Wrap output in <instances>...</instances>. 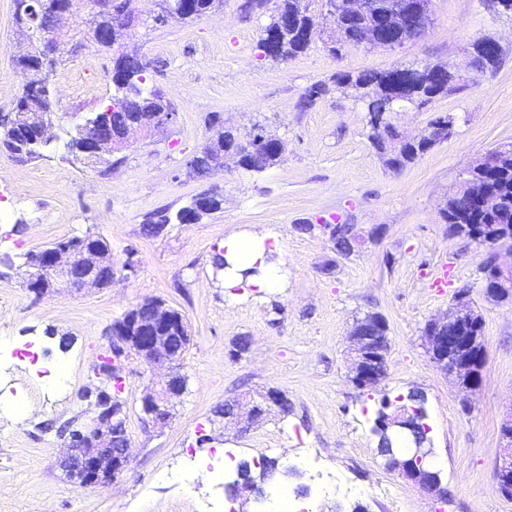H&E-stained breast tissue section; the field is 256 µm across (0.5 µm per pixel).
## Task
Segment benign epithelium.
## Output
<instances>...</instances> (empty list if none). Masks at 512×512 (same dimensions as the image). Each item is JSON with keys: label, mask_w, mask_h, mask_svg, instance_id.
<instances>
[{"label": "benign epithelium", "mask_w": 512, "mask_h": 512, "mask_svg": "<svg viewBox=\"0 0 512 512\" xmlns=\"http://www.w3.org/2000/svg\"><path fill=\"white\" fill-rule=\"evenodd\" d=\"M75 0H14V20L18 33L30 46L27 55L38 62L43 82H48L64 56L71 54L87 39L102 47L113 48L128 36L129 31L143 25L157 27L176 18L189 16L190 0H159L158 10L135 16L127 10L112 12L110 0H97L98 10L84 22L83 33L67 29L64 20L73 12ZM366 0H321V11L337 19L344 13L363 14ZM429 5L422 0L416 15L410 20L412 36H420L429 24ZM176 112L170 103L149 113L138 121H130L119 129L102 119L84 118L73 127L74 136L69 148L79 150L101 163L109 162L114 152L127 146L129 134L134 130H151L174 123ZM264 140L250 137L239 145L236 152L218 151L207 144L197 151L189 162L193 171H210L222 166L226 159L261 148ZM330 240L336 251L343 255L352 250L354 236H345L340 225L327 224ZM471 241L490 249L492 263L498 278L496 291L512 289V266L504 267L497 261L501 243L483 240L473 232ZM112 251L88 247L83 243H61L47 247L26 260L27 288L40 298L60 288L80 292L91 288L112 286L114 271ZM147 314L143 318L128 317L112 324L108 329V355L95 366L97 375L103 377L95 388L98 412L88 422L68 433V452L64 467L79 488H105L115 483L129 462L128 436L124 421L116 418L115 409L124 407L120 400L125 361L137 357L150 370H166V380L157 392H148L142 398L145 423L154 427L166 424L170 417V403L185 393L187 379L175 367L177 343L191 340L188 322H183L178 335H165L160 326L170 319V309L157 299L143 302ZM482 315L468 305L430 321L424 329L426 351L433 364L463 389L472 390L480 381L478 370L485 364L487 345L481 326ZM387 328L386 320L376 313L360 319L352 332L355 357L354 383L361 387L375 385L385 374L390 342L378 335ZM271 405H282L281 396L270 393L263 402L253 405L252 421H259ZM408 432L409 443L405 456L394 455L387 466L398 476L412 480L429 491L445 494L441 487L440 472L429 465L433 448L428 438L429 428L422 423L416 408L400 406L389 415L380 414L376 432L389 434L391 444L399 443L397 433ZM503 438L510 451L496 466V488L505 498H512V425L506 424Z\"/></svg>", "instance_id": "7a95c632"}]
</instances>
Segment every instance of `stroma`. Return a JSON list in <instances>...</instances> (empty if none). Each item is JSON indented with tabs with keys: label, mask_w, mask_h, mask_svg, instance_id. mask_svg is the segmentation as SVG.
I'll return each instance as SVG.
<instances>
[{
	"label": "stroma",
	"mask_w": 512,
	"mask_h": 512,
	"mask_svg": "<svg viewBox=\"0 0 512 512\" xmlns=\"http://www.w3.org/2000/svg\"><path fill=\"white\" fill-rule=\"evenodd\" d=\"M244 2L221 0L208 15L131 31L124 51L147 58L148 84L172 103L177 119L134 134L117 152V168L86 166L65 147L77 116L98 111L114 92L112 53L91 43L50 79L56 118L43 157L22 161L0 151V343H36L44 368L64 366L70 378L54 394L33 367L14 368L11 385L25 406L14 412L0 404V512H205L227 499L225 484L238 463L265 453L284 467L305 448L319 449V457L268 483L262 500L286 487L314 496L317 512L337 503L346 512L357 503L388 512L372 490L380 481L398 490L401 512H512V499L495 489L506 445L501 427L512 419V302L487 300L484 248L456 236L440 217L470 169L512 146V18L491 0H431L432 25L402 48L348 46L334 55L318 38L275 62L258 48L269 14H245ZM485 36L508 52L493 75L465 66L470 44ZM23 50L13 0H0L1 111L27 81L15 65ZM448 61L461 66L460 91L398 108L392 123L418 137L450 113L455 135L407 167L390 168L372 144L364 103L354 88L333 85V76ZM320 81L329 83L328 93L302 106L306 89ZM215 114L245 134L257 127L275 133L284 144L280 159L259 172L230 163L194 175L188 161L213 137L208 120ZM214 188L224 196L221 211L146 235L154 213L176 215ZM325 224H354L370 238L342 256L327 242ZM268 229L281 244L283 288L225 294L211 267L214 247L228 235ZM87 234L112 249V287L35 299L26 286V253ZM130 256L137 263L131 273L123 269ZM461 289L483 316L487 343L481 383L471 393L433 366L423 339L428 321L454 308ZM155 298L190 325L179 361L187 389L166 427L145 426L141 397L161 375L127 360L121 397L130 462L109 487H75L60 466L62 429L94 413L83 393L98 383L93 367L108 347L109 326ZM369 312L385 318L390 350L382 380L361 389L352 381L349 334ZM273 390L286 395L288 413L274 408L249 425L216 422L224 403ZM415 392L425 399L441 496L391 472L373 432L383 403L409 405ZM216 448L236 455L220 481L206 471Z\"/></svg>",
	"instance_id": "stroma-1"
}]
</instances>
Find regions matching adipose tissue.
I'll list each match as a JSON object with an SVG mask.
<instances>
[{"label": "adipose tissue", "mask_w": 512, "mask_h": 512, "mask_svg": "<svg viewBox=\"0 0 512 512\" xmlns=\"http://www.w3.org/2000/svg\"><path fill=\"white\" fill-rule=\"evenodd\" d=\"M224 256L232 268L224 277L225 288H252L257 293L269 294L283 286V277L276 264L266 263V255L279 250L278 240L265 233H237L224 239ZM259 266L260 273L248 278L241 277L243 269Z\"/></svg>", "instance_id": "adipose-tissue-1"}]
</instances>
